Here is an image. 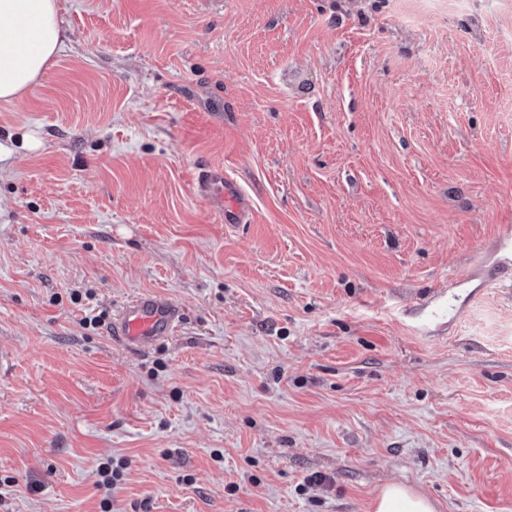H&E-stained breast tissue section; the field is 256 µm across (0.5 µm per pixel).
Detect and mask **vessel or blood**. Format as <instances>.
Returning <instances> with one entry per match:
<instances>
[{
  "mask_svg": "<svg viewBox=\"0 0 512 512\" xmlns=\"http://www.w3.org/2000/svg\"><path fill=\"white\" fill-rule=\"evenodd\" d=\"M195 193L226 227L252 223L251 198L223 166L209 165L200 169ZM180 322L179 306L166 296L144 294L113 317L108 334L131 348L145 350L170 336Z\"/></svg>",
  "mask_w": 512,
  "mask_h": 512,
  "instance_id": "1",
  "label": "vessel or blood"
}]
</instances>
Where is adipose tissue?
Masks as SVG:
<instances>
[{
  "instance_id": "ef3b65f1",
  "label": "adipose tissue",
  "mask_w": 512,
  "mask_h": 512,
  "mask_svg": "<svg viewBox=\"0 0 512 512\" xmlns=\"http://www.w3.org/2000/svg\"><path fill=\"white\" fill-rule=\"evenodd\" d=\"M65 44L59 0H0V101L34 90ZM426 496L391 483L374 512H436Z\"/></svg>"
}]
</instances>
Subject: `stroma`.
Masks as SVG:
<instances>
[{
    "label": "stroma",
    "mask_w": 512,
    "mask_h": 512,
    "mask_svg": "<svg viewBox=\"0 0 512 512\" xmlns=\"http://www.w3.org/2000/svg\"><path fill=\"white\" fill-rule=\"evenodd\" d=\"M60 6L0 102V512H512V0ZM195 194L207 204L227 228L253 222V205L240 184L224 172L223 165H209L198 171ZM181 322L179 306L160 294H144L112 318L108 334L137 350L148 349L170 336ZM436 510L435 503L429 498L397 483L385 485L374 503V512H436Z\"/></svg>",
    "instance_id": "1"
}]
</instances>
